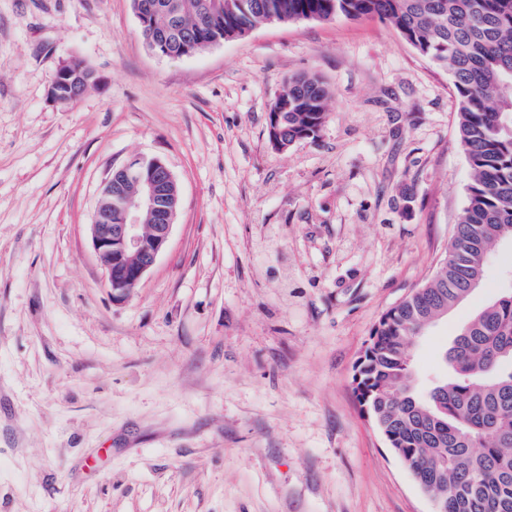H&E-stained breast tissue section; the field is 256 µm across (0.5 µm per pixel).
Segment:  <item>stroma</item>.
I'll list each match as a JSON object with an SVG mask.
<instances>
[{"instance_id": "obj_1", "label": "stroma", "mask_w": 512, "mask_h": 512, "mask_svg": "<svg viewBox=\"0 0 512 512\" xmlns=\"http://www.w3.org/2000/svg\"><path fill=\"white\" fill-rule=\"evenodd\" d=\"M100 82L59 105L67 62ZM329 94L272 149L289 76ZM449 74L375 18L273 22L178 59L132 0H0V512H434L362 412L355 362L444 260L470 179ZM161 157L165 252L113 298L87 226L102 184ZM481 288L410 350L425 388ZM328 98L329 93L317 75L289 77L268 112L270 144L275 148L273 140L290 146L299 140L316 138L329 115Z\"/></svg>"}]
</instances>
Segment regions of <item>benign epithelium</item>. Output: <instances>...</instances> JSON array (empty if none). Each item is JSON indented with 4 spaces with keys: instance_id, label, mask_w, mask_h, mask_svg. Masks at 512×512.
I'll list each match as a JSON object with an SVG mask.
<instances>
[{
    "instance_id": "1",
    "label": "benign epithelium",
    "mask_w": 512,
    "mask_h": 512,
    "mask_svg": "<svg viewBox=\"0 0 512 512\" xmlns=\"http://www.w3.org/2000/svg\"><path fill=\"white\" fill-rule=\"evenodd\" d=\"M84 86L79 69L64 64L50 90V99L69 104L79 99ZM135 183V191L121 196L118 219L112 220V182L108 179L89 224L94 252L102 262L109 288L116 298L128 296L156 264L169 243L179 208L178 185L164 161L137 156L118 170Z\"/></svg>"
}]
</instances>
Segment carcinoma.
I'll list each match as a JSON object with an SVG mask.
<instances>
[{"label":"carcinoma","instance_id":"1","mask_svg":"<svg viewBox=\"0 0 512 512\" xmlns=\"http://www.w3.org/2000/svg\"><path fill=\"white\" fill-rule=\"evenodd\" d=\"M150 31L176 23L169 50L200 52L272 22L374 17L451 76L457 135L470 169L467 202L433 277L387 311L354 366L362 411L432 493L441 512H512V291L459 328L444 354L450 375L418 394L409 349L465 300L489 248L512 239V0H141ZM329 93L315 74L288 78L268 112V139L318 136Z\"/></svg>","mask_w":512,"mask_h":512}]
</instances>
